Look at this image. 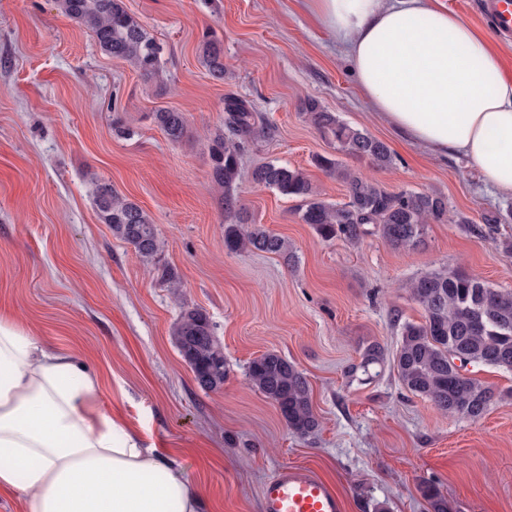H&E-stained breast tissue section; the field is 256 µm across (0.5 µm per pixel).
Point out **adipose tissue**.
<instances>
[{
  "instance_id": "adipose-tissue-1",
  "label": "adipose tissue",
  "mask_w": 512,
  "mask_h": 512,
  "mask_svg": "<svg viewBox=\"0 0 512 512\" xmlns=\"http://www.w3.org/2000/svg\"><path fill=\"white\" fill-rule=\"evenodd\" d=\"M376 112L512 195V77L487 35L430 0H305ZM0 487L25 512H199L175 462L103 410L74 355L0 316Z\"/></svg>"
}]
</instances>
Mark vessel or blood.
Returning <instances> with one entry per match:
<instances>
[{
    "mask_svg": "<svg viewBox=\"0 0 512 512\" xmlns=\"http://www.w3.org/2000/svg\"><path fill=\"white\" fill-rule=\"evenodd\" d=\"M494 31L512 38V0H478ZM262 512H344L340 494L307 466L277 468L260 490Z\"/></svg>",
    "mask_w": 512,
    "mask_h": 512,
    "instance_id": "1",
    "label": "vessel or blood"
}]
</instances>
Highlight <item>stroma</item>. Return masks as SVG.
Returning <instances> with one entry per match:
<instances>
[{"label": "stroma", "mask_w": 512, "mask_h": 512, "mask_svg": "<svg viewBox=\"0 0 512 512\" xmlns=\"http://www.w3.org/2000/svg\"><path fill=\"white\" fill-rule=\"evenodd\" d=\"M164 49L159 79L106 56L91 31L56 0H0V315L81 358L100 377L101 405L146 446L176 459L202 512H261L259 487L279 466L316 469L339 490L344 512H426L431 481L454 512H512V372L465 368L497 395L478 420L437 411L393 369L369 384L349 365L363 345L394 351L397 319L422 322L409 292L418 276L461 267L512 289V223L481 236L483 215L512 210L466 158L413 145L369 106L349 61L303 0H124ZM224 44V78L201 59L205 28ZM250 101L258 131L237 181L252 221L285 238L289 257L224 248L223 193L211 179L210 137L224 99ZM312 98L349 126L384 141L385 170L352 166L394 191L439 192L448 221L425 242L393 249L376 235L320 239L298 200L254 184L266 162L302 170L318 195L346 202L342 182L315 167L331 153L301 111ZM184 112L188 136L170 142L152 119ZM133 135L116 137L113 117ZM139 204L178 273L167 288L152 263L115 238L94 205L97 183ZM186 306L203 308L228 372L202 390L172 341ZM276 351L307 377L320 426L290 433L276 406L251 387L247 367Z\"/></svg>", "instance_id": "obj_1"}]
</instances>
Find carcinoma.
Segmentation results:
<instances>
[{"label": "carcinoma", "mask_w": 512, "mask_h": 512, "mask_svg": "<svg viewBox=\"0 0 512 512\" xmlns=\"http://www.w3.org/2000/svg\"><path fill=\"white\" fill-rule=\"evenodd\" d=\"M61 12L84 24L100 50L109 57L129 62L145 79L161 72V48L156 39L126 10L123 0H57ZM202 59L209 74L224 79V48L213 30L203 33ZM312 125L336 151L366 160L375 169L392 166L393 155L381 140L343 123L316 100L302 102ZM224 129L211 138L212 178L224 188V247L230 253L261 252L288 256V242L263 225L249 222L238 205L236 183L241 146L255 134L253 106L238 97L224 101ZM154 123L169 141L187 136L184 113L173 109L153 113ZM314 164L344 184L348 201L339 204L316 197L307 175L300 169L267 162L257 166L253 181L299 200L298 215L325 241L358 242L376 234L395 249H412L423 242L426 226L448 222V199L438 193L391 192L378 182L358 174L333 155H318ZM95 205L101 221L112 234L133 246L139 256L159 261L163 243L156 224L135 202L101 182L95 189ZM410 294L424 311V321L398 323L399 344L392 367L401 384L443 412L477 420L485 415L495 394L477 378L461 374L469 363H481L512 372V290L492 288L460 268L427 272L410 284ZM173 342L194 378L209 379V389L224 385L226 361H217L215 327L200 307L184 308L173 328ZM385 348L367 343L361 359L348 368L352 377L368 381L381 375ZM250 384L279 410L292 434L314 435L319 419L314 412L307 377L298 367L274 351L254 358L248 367ZM430 512H452L448 499L432 483L420 488Z\"/></svg>", "instance_id": "obj_1"}]
</instances>
